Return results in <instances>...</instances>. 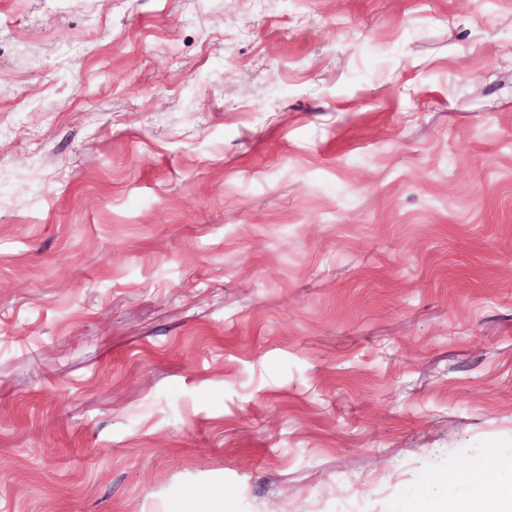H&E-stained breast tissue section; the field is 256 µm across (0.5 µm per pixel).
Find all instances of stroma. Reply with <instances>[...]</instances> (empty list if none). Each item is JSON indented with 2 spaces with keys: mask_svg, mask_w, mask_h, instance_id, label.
I'll return each instance as SVG.
<instances>
[{
  "mask_svg": "<svg viewBox=\"0 0 512 512\" xmlns=\"http://www.w3.org/2000/svg\"><path fill=\"white\" fill-rule=\"evenodd\" d=\"M482 489L512 0H0V512Z\"/></svg>",
  "mask_w": 512,
  "mask_h": 512,
  "instance_id": "35a3bbf8",
  "label": "stroma"
}]
</instances>
